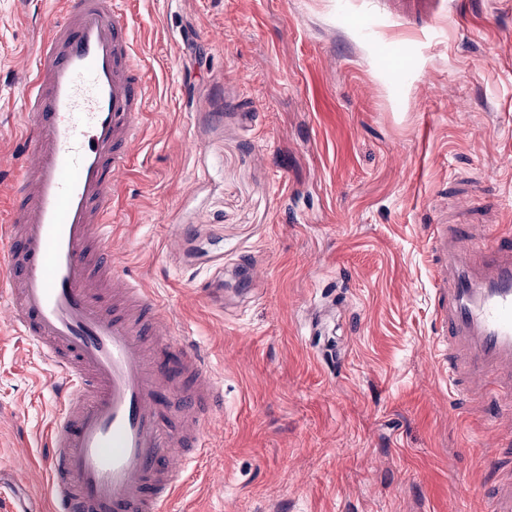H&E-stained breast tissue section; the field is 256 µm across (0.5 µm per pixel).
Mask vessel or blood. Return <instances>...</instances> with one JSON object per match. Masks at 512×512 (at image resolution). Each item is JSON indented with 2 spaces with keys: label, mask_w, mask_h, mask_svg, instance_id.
Listing matches in <instances>:
<instances>
[{
  "label": "vessel or blood",
  "mask_w": 512,
  "mask_h": 512,
  "mask_svg": "<svg viewBox=\"0 0 512 512\" xmlns=\"http://www.w3.org/2000/svg\"><path fill=\"white\" fill-rule=\"evenodd\" d=\"M121 0H65L25 84L16 202L0 226L9 321L60 382L46 435L51 512H169L224 388L164 298L112 259V193L147 100ZM449 378L512 364V247L476 260L429 227Z\"/></svg>",
  "instance_id": "obj_1"
}]
</instances>
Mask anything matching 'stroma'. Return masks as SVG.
<instances>
[{
    "mask_svg": "<svg viewBox=\"0 0 512 512\" xmlns=\"http://www.w3.org/2000/svg\"><path fill=\"white\" fill-rule=\"evenodd\" d=\"M64 0H0V222ZM149 95L117 269L224 387L174 512H486L512 433L453 396L425 225L512 233V0H128ZM0 301V487L49 506V370Z\"/></svg>",
    "mask_w": 512,
    "mask_h": 512,
    "instance_id": "35a3bbf8",
    "label": "stroma"
}]
</instances>
